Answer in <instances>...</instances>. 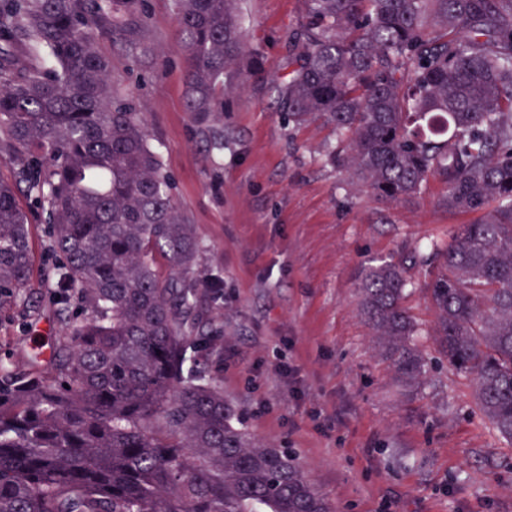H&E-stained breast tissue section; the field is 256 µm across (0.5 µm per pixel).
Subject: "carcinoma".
Returning a JSON list of instances; mask_svg holds the SVG:
<instances>
[{"label": "carcinoma", "instance_id": "cac0c4a2", "mask_svg": "<svg viewBox=\"0 0 512 512\" xmlns=\"http://www.w3.org/2000/svg\"><path fill=\"white\" fill-rule=\"evenodd\" d=\"M186 107L224 112L245 51L236 0H174ZM278 78L288 122L336 130L328 155L385 203L432 181L478 214L427 245L433 337L512 442V0H306ZM140 0H0V316L30 306L23 182L48 224L70 314L47 368L0 365V512H333L295 456L251 436L203 352L214 328L189 279L200 243L105 34L136 35ZM163 258L162 273L157 258ZM411 256L361 272V306L403 375L425 372L403 300Z\"/></svg>", "mask_w": 512, "mask_h": 512}]
</instances>
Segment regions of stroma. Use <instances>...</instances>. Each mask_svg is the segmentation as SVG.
Segmentation results:
<instances>
[{"label":"stroma","instance_id":"1","mask_svg":"<svg viewBox=\"0 0 512 512\" xmlns=\"http://www.w3.org/2000/svg\"><path fill=\"white\" fill-rule=\"evenodd\" d=\"M245 63L268 82L224 96L223 146L185 108L184 51L173 0H143L138 42L99 41L111 79L132 93L151 146L194 224L193 275L219 281L204 311L220 338L224 395L259 441L288 449L337 512H512V444L479 410L470 383L434 343L422 288L408 271L404 305L424 332L423 377L400 374L362 313L358 278L371 261L423 251L472 222L442 208L439 182L418 200L377 202L328 162L333 128L289 125L274 77L288 66L304 0H238ZM34 254L32 309L0 319V361L25 371L64 332L51 299L47 226L26 193Z\"/></svg>","mask_w":512,"mask_h":512}]
</instances>
